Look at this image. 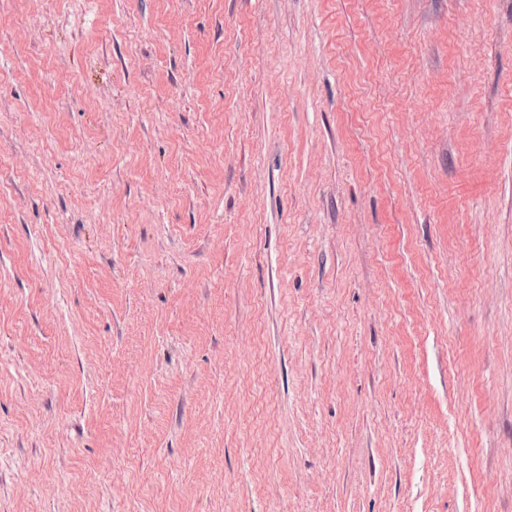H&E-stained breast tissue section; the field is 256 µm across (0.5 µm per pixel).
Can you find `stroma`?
<instances>
[{"label": "stroma", "instance_id": "obj_1", "mask_svg": "<svg viewBox=\"0 0 512 512\" xmlns=\"http://www.w3.org/2000/svg\"><path fill=\"white\" fill-rule=\"evenodd\" d=\"M0 512H512V0H0Z\"/></svg>", "mask_w": 512, "mask_h": 512}]
</instances>
